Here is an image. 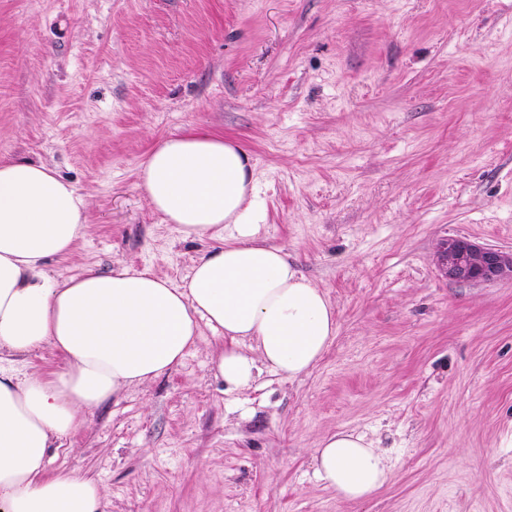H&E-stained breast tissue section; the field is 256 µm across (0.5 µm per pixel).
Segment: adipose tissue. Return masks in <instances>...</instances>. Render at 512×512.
Here are the masks:
<instances>
[{"mask_svg": "<svg viewBox=\"0 0 512 512\" xmlns=\"http://www.w3.org/2000/svg\"><path fill=\"white\" fill-rule=\"evenodd\" d=\"M138 186L181 238L211 241L189 274L174 284L122 266L56 280L45 263L75 253L88 203L45 164L0 162V354L48 345L65 361L49 377L0 364V512H107L95 479L49 472L50 448L92 409L176 369L203 329L223 338L216 374L237 390L266 369L307 374L336 336L327 294L261 238L245 150L202 130L167 138L140 164ZM314 462L350 502L391 475L385 452L353 431L325 436Z\"/></svg>", "mask_w": 512, "mask_h": 512, "instance_id": "ef3b65f1", "label": "adipose tissue"}]
</instances>
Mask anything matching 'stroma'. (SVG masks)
I'll use <instances>...</instances> for the list:
<instances>
[{"instance_id":"1","label":"stroma","mask_w":512,"mask_h":512,"mask_svg":"<svg viewBox=\"0 0 512 512\" xmlns=\"http://www.w3.org/2000/svg\"><path fill=\"white\" fill-rule=\"evenodd\" d=\"M193 129L252 157L264 238L325 290L336 337L308 374L231 391L204 331L50 470L94 477L109 512H512V285L435 262L453 234L512 249V0H0V161L89 202L51 278L181 283L208 245L151 211L137 170ZM336 429L389 459L362 501L315 473Z\"/></svg>"}]
</instances>
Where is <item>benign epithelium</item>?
<instances>
[{"mask_svg": "<svg viewBox=\"0 0 512 512\" xmlns=\"http://www.w3.org/2000/svg\"><path fill=\"white\" fill-rule=\"evenodd\" d=\"M437 264L452 282L512 283V250L494 248L466 236L443 239Z\"/></svg>", "mask_w": 512, "mask_h": 512, "instance_id": "7a95c632", "label": "benign epithelium"}]
</instances>
